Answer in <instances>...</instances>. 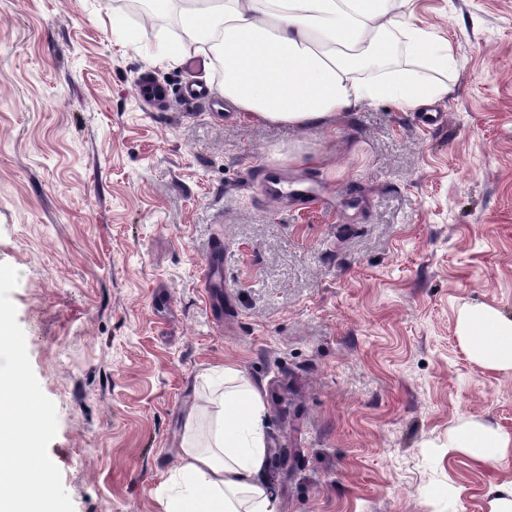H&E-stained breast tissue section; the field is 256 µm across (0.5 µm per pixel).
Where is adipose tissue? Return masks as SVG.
Listing matches in <instances>:
<instances>
[{
    "label": "adipose tissue",
    "instance_id": "ef3b65f1",
    "mask_svg": "<svg viewBox=\"0 0 512 512\" xmlns=\"http://www.w3.org/2000/svg\"><path fill=\"white\" fill-rule=\"evenodd\" d=\"M414 0H181V26L197 52L224 69L220 89L254 120L304 128L381 101L404 112L447 98L452 63L440 32L413 21ZM407 65L389 69L395 54ZM456 336L468 357L512 371V317L487 303L463 305ZM190 410L178 466L162 482V512H275L265 473V400L236 365ZM449 453L480 463L512 454V435L462 421Z\"/></svg>",
    "mask_w": 512,
    "mask_h": 512
}]
</instances>
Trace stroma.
<instances>
[{"instance_id":"stroma-1","label":"stroma","mask_w":512,"mask_h":512,"mask_svg":"<svg viewBox=\"0 0 512 512\" xmlns=\"http://www.w3.org/2000/svg\"><path fill=\"white\" fill-rule=\"evenodd\" d=\"M414 13L456 60L447 123L385 101L291 129L236 112L194 49L164 60L176 11L0 0V263L74 512H161L184 417L227 363L288 458L268 469L277 512H488L512 482V456L446 449L465 419L512 434V372L456 337L463 304L512 316V0ZM269 167L329 206L270 202ZM219 238L220 321L199 286Z\"/></svg>"}]
</instances>
